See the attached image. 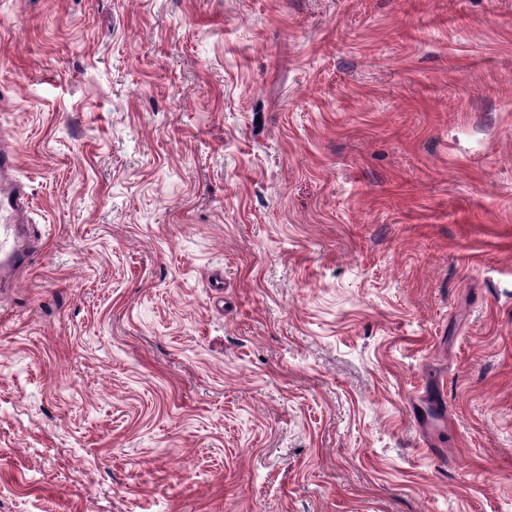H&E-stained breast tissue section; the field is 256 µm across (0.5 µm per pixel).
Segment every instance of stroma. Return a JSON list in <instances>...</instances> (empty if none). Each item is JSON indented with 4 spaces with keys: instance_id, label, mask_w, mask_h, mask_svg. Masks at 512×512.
I'll list each match as a JSON object with an SVG mask.
<instances>
[{
    "instance_id": "stroma-1",
    "label": "stroma",
    "mask_w": 512,
    "mask_h": 512,
    "mask_svg": "<svg viewBox=\"0 0 512 512\" xmlns=\"http://www.w3.org/2000/svg\"><path fill=\"white\" fill-rule=\"evenodd\" d=\"M0 133V512H512V0H0ZM17 156L11 147H0V282L5 271L27 263L28 253L18 242L16 229L24 226L29 209L25 184L13 177Z\"/></svg>"
}]
</instances>
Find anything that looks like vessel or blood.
Segmentation results:
<instances>
[{"label":"vessel or blood","mask_w":512,"mask_h":512,"mask_svg":"<svg viewBox=\"0 0 512 512\" xmlns=\"http://www.w3.org/2000/svg\"><path fill=\"white\" fill-rule=\"evenodd\" d=\"M17 156L8 146L0 147V276L22 267L27 252L18 242L16 230L26 222L29 196L25 184L16 179Z\"/></svg>","instance_id":"b4317fda"}]
</instances>
